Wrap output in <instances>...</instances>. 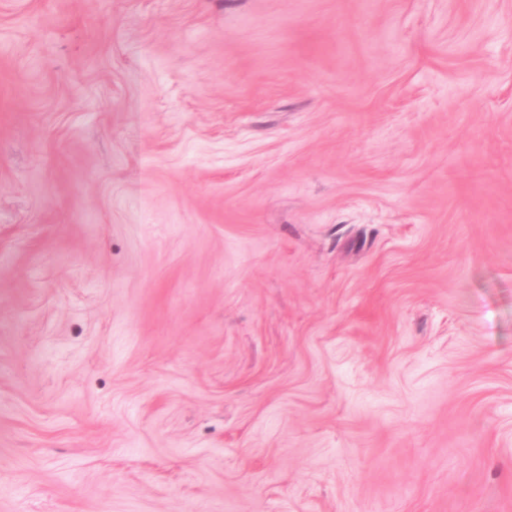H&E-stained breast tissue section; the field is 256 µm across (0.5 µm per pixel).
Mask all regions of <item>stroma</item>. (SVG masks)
I'll return each instance as SVG.
<instances>
[{
	"instance_id": "35a3bbf8",
	"label": "stroma",
	"mask_w": 512,
	"mask_h": 512,
	"mask_svg": "<svg viewBox=\"0 0 512 512\" xmlns=\"http://www.w3.org/2000/svg\"><path fill=\"white\" fill-rule=\"evenodd\" d=\"M0 512H512V0H0Z\"/></svg>"
}]
</instances>
